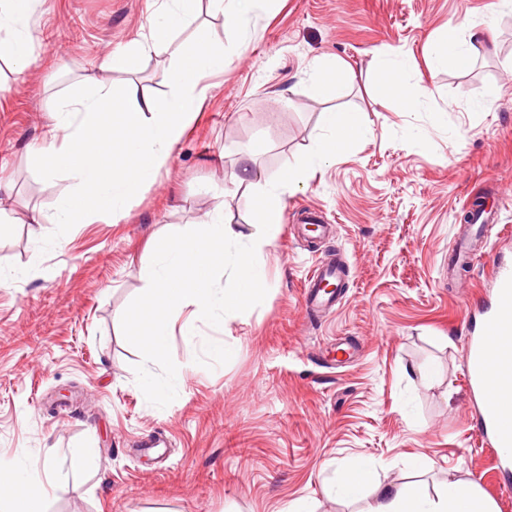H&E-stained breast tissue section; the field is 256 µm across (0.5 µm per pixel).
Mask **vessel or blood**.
<instances>
[{
  "label": "vessel or blood",
  "instance_id": "1",
  "mask_svg": "<svg viewBox=\"0 0 512 512\" xmlns=\"http://www.w3.org/2000/svg\"><path fill=\"white\" fill-rule=\"evenodd\" d=\"M340 268L329 263L306 278L303 296L307 313L333 306L336 299L323 290L338 280ZM493 306L486 310L467 354L466 381L481 404V446L512 448V264L495 271Z\"/></svg>",
  "mask_w": 512,
  "mask_h": 512
}]
</instances>
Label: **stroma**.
<instances>
[{
    "mask_svg": "<svg viewBox=\"0 0 512 512\" xmlns=\"http://www.w3.org/2000/svg\"><path fill=\"white\" fill-rule=\"evenodd\" d=\"M489 2L258 0L234 27L203 11L196 23L224 44V71L210 77L168 169L119 222L62 225L31 221L59 191L31 153L48 129L47 100L143 40L154 0H40L38 66L17 80L0 60L13 86L0 96V205L17 219L0 235V266L23 273L0 288V462L54 460L64 488L38 498L36 512H285L295 500L310 512H364L385 486L420 480L439 493L450 477L512 512V459L477 446L466 383L493 266L512 262V14L491 18ZM489 21L496 52L464 74L432 68L445 29ZM392 51L408 63L418 111L374 96ZM322 57L350 74L327 100L308 82ZM169 64L159 48L112 80L161 96ZM329 108L362 113L368 135L288 195L253 307L223 329L200 322L194 346L173 334L156 373L174 367L184 380L153 401L142 348L119 319L140 295L141 262L219 205L250 231L256 207L230 180L241 158L262 144L253 168L275 178L305 158ZM477 198L496 215L479 234L463 220ZM306 209L329 232L294 235ZM466 236L472 262L449 271L448 247ZM332 256L345 268L341 301L306 315L305 276ZM216 341L228 356L211 354ZM340 346L359 353L337 362ZM425 365L434 382L421 377ZM352 459L374 472L357 500L332 491Z\"/></svg>",
    "mask_w": 512,
    "mask_h": 512,
    "instance_id": "stroma-1",
    "label": "stroma"
}]
</instances>
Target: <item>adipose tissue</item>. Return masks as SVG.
<instances>
[{
  "label": "adipose tissue",
  "mask_w": 512,
  "mask_h": 512,
  "mask_svg": "<svg viewBox=\"0 0 512 512\" xmlns=\"http://www.w3.org/2000/svg\"><path fill=\"white\" fill-rule=\"evenodd\" d=\"M38 4L39 0H0V58L9 60L19 76L37 61ZM206 4L225 10L224 0H163L160 12L148 20L149 40L137 49L144 53L158 44L169 49L170 90L164 97L146 94L134 85L118 90L111 82L88 76L77 93L50 98L51 125L33 154L43 160L48 183L62 180L66 186L51 212L39 216V223L90 224L124 217L130 202L166 169L191 115L206 96V77L224 69V49L213 43L206 29H196L180 43L174 37ZM495 41L491 27L467 37L459 28H448L435 43L432 63L468 71ZM405 69L398 54H390L380 70L377 90L382 97H397L402 111L415 112L420 102L401 82ZM321 126L323 133L303 164L284 166L276 179L254 173L248 156L240 172L232 174L233 185L248 189L257 205L258 219L250 234L227 222L219 207L205 223L166 239L141 267V297L126 320L147 362H166L172 332H180L186 344H193L200 334L199 321L227 324L241 318L262 295L267 278L261 256L280 230L288 194L307 186L311 171L368 133L356 112H324ZM219 269L224 272L220 286L215 283ZM187 308L192 316H184ZM61 487L51 459L0 465V501L9 502L10 512H34L37 498ZM368 512L492 510L472 485L451 478L439 495L431 494L424 484L386 487Z\"/></svg>",
  "instance_id": "ef3b65f1"
}]
</instances>
